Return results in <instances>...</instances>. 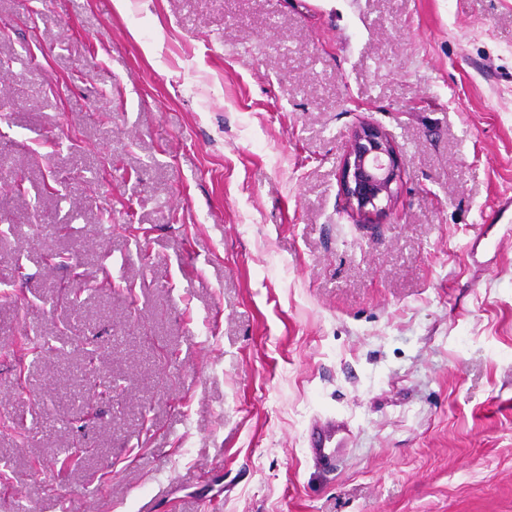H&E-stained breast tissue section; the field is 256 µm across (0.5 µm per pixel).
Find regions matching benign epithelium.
Returning a JSON list of instances; mask_svg holds the SVG:
<instances>
[{"mask_svg":"<svg viewBox=\"0 0 512 512\" xmlns=\"http://www.w3.org/2000/svg\"><path fill=\"white\" fill-rule=\"evenodd\" d=\"M401 163L388 133L363 123L351 134L340 171L341 189L363 223L372 222L397 194Z\"/></svg>","mask_w":512,"mask_h":512,"instance_id":"benign-epithelium-1","label":"benign epithelium"}]
</instances>
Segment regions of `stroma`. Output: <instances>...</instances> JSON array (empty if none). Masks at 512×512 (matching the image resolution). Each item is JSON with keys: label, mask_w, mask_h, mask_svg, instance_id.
Wrapping results in <instances>:
<instances>
[{"label": "stroma", "mask_w": 512, "mask_h": 512, "mask_svg": "<svg viewBox=\"0 0 512 512\" xmlns=\"http://www.w3.org/2000/svg\"><path fill=\"white\" fill-rule=\"evenodd\" d=\"M0 144V512H512V0H0ZM400 181L401 163L392 138L374 124H361L351 134L340 171L341 189L359 221L372 223L386 210ZM346 439L347 432L336 426V419L324 417L312 423L308 445L321 460L331 463L336 460V449L344 448Z\"/></svg>", "instance_id": "stroma-1"}]
</instances>
